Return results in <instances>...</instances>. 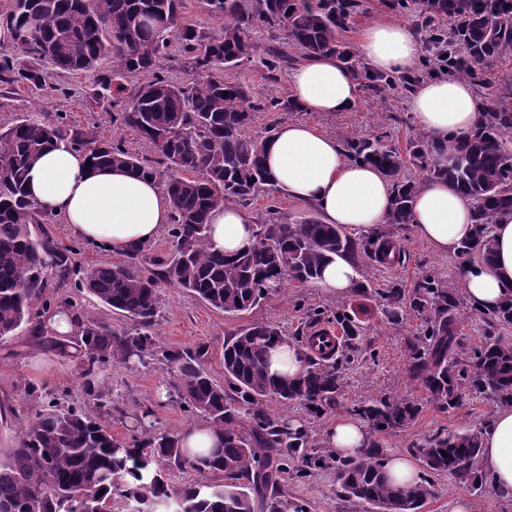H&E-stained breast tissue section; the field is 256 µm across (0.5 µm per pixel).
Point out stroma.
Instances as JSON below:
<instances>
[{"instance_id":"35a3bbf8","label":"stroma","mask_w":512,"mask_h":512,"mask_svg":"<svg viewBox=\"0 0 512 512\" xmlns=\"http://www.w3.org/2000/svg\"><path fill=\"white\" fill-rule=\"evenodd\" d=\"M40 78V88L24 84L13 86L0 82V126L27 117L42 121H64L78 130L95 132L105 140L124 141L127 148L143 152L126 128L114 122L130 99L131 91L144 82V75L132 73L112 84V68L103 63L80 72H64L45 60L31 63ZM408 97L392 94L385 99H363L351 112L334 117L307 112L294 113L297 121H307L325 132L340 137L346 134L368 135L387 129L396 146H405L418 128L411 123ZM396 240L403 259L396 266L377 263L365 266L363 276L372 287L371 294H330L314 284L291 282L280 288L270 301L239 317H230L210 308L192 293L159 282V313L154 331L160 343L174 350H193L205 346L204 366L216 381H223L222 352L224 340L240 327L265 322L277 325L285 336H293L313 310L334 313L343 307L352 311L364 327L362 340L345 371L344 387L337 398L334 415L316 419L297 405L272 399L267 403L273 418L304 424L314 438H321L333 417L352 415L354 408L380 398L408 397L422 407L418 417L406 426L379 434L378 440L387 455H412L413 448L426 437L449 431L464 433L481 428L491 419L496 406L483 397H465L454 410L444 412L429 403L426 391L411 380L406 356L408 345L417 334L420 321L407 316L400 326L381 319L374 289L398 283L413 287L423 272L434 270L450 283H460V261L454 256L434 253L418 239L412 227L399 230ZM169 375L161 364L116 365L101 373L97 384L112 398V432L125 438L144 430L176 433L191 424L192 419L166 397ZM37 385L47 391L63 393L68 404L95 412L96 405L79 375V358L75 351L60 354L50 347L45 337L20 329L17 336L0 341V407L7 415L0 419V460L14 447L21 427L33 416L35 407L25 390ZM290 495L300 501L306 512H373L371 505L347 498L336 482L334 467L312 471L298 478L286 475ZM433 494L421 512H448L452 497L468 499L472 512H512V499L497 495L493 486L475 492L459 486L445 474L430 475Z\"/></svg>"}]
</instances>
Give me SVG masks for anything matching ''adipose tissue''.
<instances>
[{
  "label": "adipose tissue",
  "instance_id": "adipose-tissue-1",
  "mask_svg": "<svg viewBox=\"0 0 512 512\" xmlns=\"http://www.w3.org/2000/svg\"><path fill=\"white\" fill-rule=\"evenodd\" d=\"M354 49L376 73L401 75L415 69L423 52L412 23L378 18L359 32ZM288 92L300 111L336 116L352 111L358 81L336 58L320 55L288 72ZM417 127L438 144L467 135L480 119L481 103L469 82L449 77L422 80L410 96ZM265 169L289 199L314 209L326 224L347 227L355 237L373 236L392 205L387 179L373 165L352 162L336 139L302 121L282 124L263 144ZM28 191L44 212L60 216L69 233L115 254H127L156 240L172 221L166 191L157 178L124 168L93 166L86 153L57 144L46 148L30 169ZM473 201L448 182L430 180L415 195L411 223L417 236L439 255L457 254L475 231ZM213 250L231 255L254 242L255 219L236 206H216L208 216ZM493 257L460 271L475 309L494 310L512 291V210L496 215ZM360 266L336 256L317 280L332 293L356 288ZM323 441L336 456L367 447L369 437L351 418L334 421ZM479 467L496 490L512 496V406L499 408L481 430Z\"/></svg>",
  "mask_w": 512,
  "mask_h": 512
}]
</instances>
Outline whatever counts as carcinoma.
Wrapping results in <instances>:
<instances>
[{
	"label": "carcinoma",
	"mask_w": 512,
	"mask_h": 512,
	"mask_svg": "<svg viewBox=\"0 0 512 512\" xmlns=\"http://www.w3.org/2000/svg\"><path fill=\"white\" fill-rule=\"evenodd\" d=\"M222 21L207 35L184 23L182 0H12L0 18L4 33L18 49L0 57V81L39 84L30 59H49L58 69L77 72L105 61L112 74L150 73L131 95L122 123L152 157L132 152L121 142L103 140L62 122L26 118L0 128V336L26 326L42 330V318L58 304L69 308L78 327L80 377L95 392V380L107 367L156 361L173 377L169 398L224 434V442L189 454L177 434L147 431L128 438L112 434V401L96 392L99 416L66 405L52 393L30 385L26 396L36 411L19 435V444L0 461V512H112V499L129 512H304L282 489L284 475L307 476L311 468L336 463L344 494L369 503L377 512H414L431 495L427 480L393 487L383 473L378 441L355 457L324 455L311 433L270 416L266 402L278 398L303 406L319 418L336 410L345 365L357 348L362 326L344 308L333 316L308 314L305 336L327 321L340 328L343 346L318 355L309 341L302 350L308 368L293 381L269 376L268 350L284 340L270 323H253L224 341V383L204 368L202 348L194 352L161 346L153 326L158 316L157 285L194 294L224 314L241 315L271 298L288 280H316L322 266L344 253L362 262L393 258L396 229L411 223V201L422 182L403 171L411 164L424 179H439L475 202V236L464 242L461 263L487 261L492 255L491 224L496 213L512 210V83L501 89L485 76L487 68L512 56V0H382L397 15L415 19L424 32L421 69L412 75H371L350 42L343 38L363 0H204ZM30 17L41 19L35 33L19 41L13 33ZM269 33L258 48L253 29ZM194 75L187 84H171L154 73L171 39ZM262 52L268 94L255 97L249 85L226 79L225 72L252 62ZM331 53L357 73L360 93L382 98L408 96L422 77L443 75L468 80L480 96L478 126L460 140L437 145L420 134L405 149L387 133L342 138L344 156L377 167L392 186L393 206L375 238L351 237L344 227L315 216L286 222L279 216L280 189L268 176L262 144L272 138L284 112L297 107L280 90V75L317 54ZM228 96H223V92ZM268 115L264 136L253 135L260 116ZM64 143L87 153L95 166L121 167L151 177H166L173 224L171 253L150 257L138 248L123 263L87 267L74 287L85 289L104 307L133 322L114 330L85 312L68 293H45L50 275L66 285L72 257L81 246L64 244L43 227L27 192V173L46 147ZM267 198V216L256 223L255 243L228 256L208 244V214L219 205L251 204ZM386 322L397 326L407 313L421 319L408 347V371L440 410L458 407L463 396L479 394L512 405V296L484 314L488 326L473 355L460 358L458 290L439 273H424L411 288L395 284L374 290ZM421 407L408 398L379 399L356 409L374 433L414 421ZM249 427L243 426V419ZM424 469L447 473L459 485L479 491L480 432L431 436L416 448ZM190 468L222 480H196L180 486L170 471Z\"/></svg>",
	"instance_id": "obj_1"
}]
</instances>
